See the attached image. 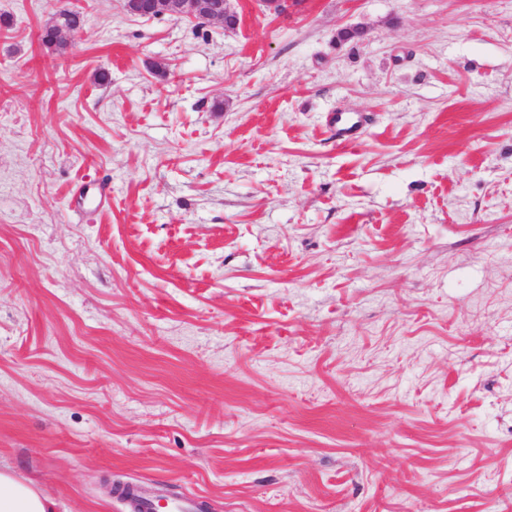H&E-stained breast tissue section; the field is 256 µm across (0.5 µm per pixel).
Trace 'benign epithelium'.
Wrapping results in <instances>:
<instances>
[{"label":"benign epithelium","instance_id":"benign-epithelium-1","mask_svg":"<svg viewBox=\"0 0 512 512\" xmlns=\"http://www.w3.org/2000/svg\"><path fill=\"white\" fill-rule=\"evenodd\" d=\"M124 10L137 17L168 15L176 19L203 20L234 28L232 0H123Z\"/></svg>","mask_w":512,"mask_h":512}]
</instances>
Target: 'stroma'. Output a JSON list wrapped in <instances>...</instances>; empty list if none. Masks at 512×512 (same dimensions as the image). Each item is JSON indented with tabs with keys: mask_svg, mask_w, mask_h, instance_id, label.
<instances>
[{
	"mask_svg": "<svg viewBox=\"0 0 512 512\" xmlns=\"http://www.w3.org/2000/svg\"><path fill=\"white\" fill-rule=\"evenodd\" d=\"M234 6L0 0V467L54 512H512V0ZM124 10L132 16L168 15L176 19L203 20L235 29L229 24L237 17L232 0H123ZM235 26V27H234ZM330 126L340 144H353L364 134L368 119L363 113L337 112L333 114ZM202 501L198 496H174L164 500L142 499L138 512H199Z\"/></svg>",
	"mask_w": 512,
	"mask_h": 512,
	"instance_id": "stroma-1",
	"label": "stroma"
}]
</instances>
